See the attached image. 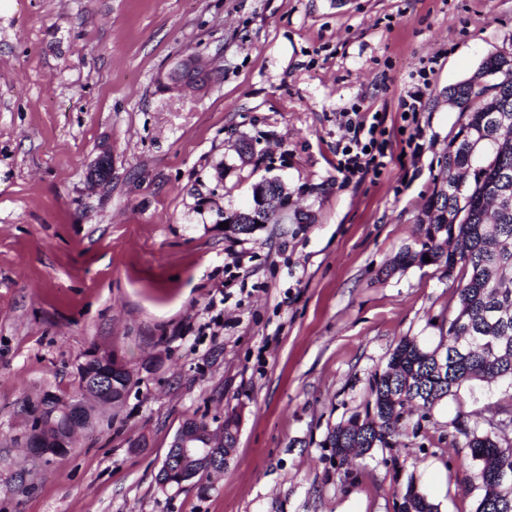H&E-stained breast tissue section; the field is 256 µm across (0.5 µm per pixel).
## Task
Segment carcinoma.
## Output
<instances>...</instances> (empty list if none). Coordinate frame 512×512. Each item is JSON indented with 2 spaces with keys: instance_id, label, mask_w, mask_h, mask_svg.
I'll use <instances>...</instances> for the list:
<instances>
[{
  "instance_id": "cac0c4a2",
  "label": "carcinoma",
  "mask_w": 512,
  "mask_h": 512,
  "mask_svg": "<svg viewBox=\"0 0 512 512\" xmlns=\"http://www.w3.org/2000/svg\"><path fill=\"white\" fill-rule=\"evenodd\" d=\"M446 94L463 123L438 161L435 182L462 175L465 186L460 192L433 190L424 214L432 213L434 219L421 225V248L397 252L386 272L423 266L426 256L449 277L458 267L467 271L448 319V348H430L409 336L398 341L386 368L370 381L371 410L364 419L355 416L329 434L328 445L341 465L388 446L411 400L428 412L466 384L512 379V288L505 284L506 272L512 271V207L488 214L490 201L500 195L512 198V52L490 55L468 79L448 86ZM251 215L249 209L234 214L235 223L225 235L253 233L258 225ZM78 373V389L106 375L112 396L120 399L131 384L128 372L93 351ZM42 402L53 404L54 427L33 452L56 455L68 444L75 416L55 395L45 394ZM450 425L465 436L474 463L473 489L480 491L475 512H512V480H499L503 471L512 473V440L469 428L461 412ZM402 499L401 512H437L412 482Z\"/></svg>"
}]
</instances>
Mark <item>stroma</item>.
Masks as SVG:
<instances>
[{
  "instance_id": "obj_1",
  "label": "stroma",
  "mask_w": 512,
  "mask_h": 512,
  "mask_svg": "<svg viewBox=\"0 0 512 512\" xmlns=\"http://www.w3.org/2000/svg\"><path fill=\"white\" fill-rule=\"evenodd\" d=\"M512 50V0H13L0 14V512H400L408 483L475 512L450 425L491 429L512 382L406 410L390 446L338 466L329 433L365 415L400 338L439 340L460 277L386 273L418 248L461 118L446 90ZM210 59L202 92L161 78ZM427 75L426 106L399 100ZM418 161L345 179L353 106ZM248 143L239 158L235 147ZM279 178V224L225 236ZM224 304L212 306L217 288ZM133 374L122 408L61 456L26 446L44 393L74 395L88 351ZM240 417L210 489L159 487L189 418Z\"/></svg>"
}]
</instances>
